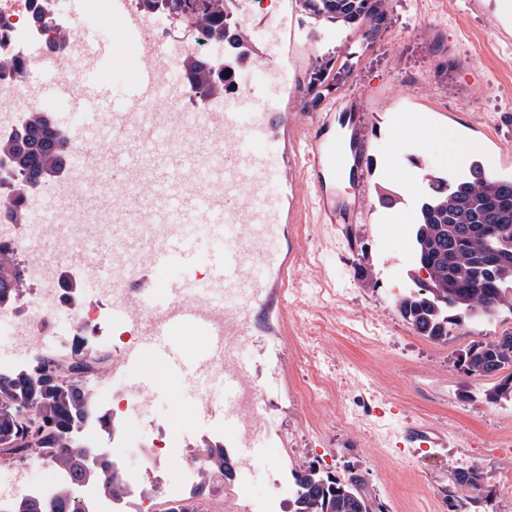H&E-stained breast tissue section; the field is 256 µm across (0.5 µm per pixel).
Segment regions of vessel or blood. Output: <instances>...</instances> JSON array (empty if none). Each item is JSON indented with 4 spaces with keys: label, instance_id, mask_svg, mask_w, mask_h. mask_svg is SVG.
<instances>
[{
    "label": "vessel or blood",
    "instance_id": "obj_1",
    "mask_svg": "<svg viewBox=\"0 0 512 512\" xmlns=\"http://www.w3.org/2000/svg\"><path fill=\"white\" fill-rule=\"evenodd\" d=\"M287 42L286 22L267 27L257 50L264 61L258 81L201 105L190 101L174 66L180 44L157 33L132 0H112L111 45L73 43L78 81L63 75L54 56L34 52L31 99L57 102L55 124L70 127L78 144L71 166L112 187V212L120 217L112 236L119 244L85 240L81 251L83 264L96 271L91 288L117 298L113 320L138 327L137 343L121 354L125 389L143 397L172 389L178 414L204 419L238 441L245 460L264 421L253 399L254 366L238 357L234 344L254 335L272 308L288 305V264L297 251L287 231L296 221L288 205V159H300L323 222L348 229L357 211L337 207L336 174L358 178L364 161L360 113L283 110L288 71L270 62L268 48ZM110 60L123 67L115 87L101 77ZM187 124L194 132L189 146L181 138ZM340 134L347 148L330 152ZM91 201L87 194L66 201L47 195L33 221L54 223L63 206ZM127 213L138 222H124ZM194 225L205 227L213 243L204 279L191 274L199 260ZM176 266L182 275H173ZM219 356L224 371L218 375L208 367ZM205 380L223 385L222 413L187 404L186 391ZM436 443L425 426L401 434L405 448Z\"/></svg>",
    "mask_w": 512,
    "mask_h": 512
}]
</instances>
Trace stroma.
Listing matches in <instances>:
<instances>
[{
    "instance_id": "1",
    "label": "stroma",
    "mask_w": 512,
    "mask_h": 512,
    "mask_svg": "<svg viewBox=\"0 0 512 512\" xmlns=\"http://www.w3.org/2000/svg\"><path fill=\"white\" fill-rule=\"evenodd\" d=\"M271 16L288 14V109L323 111L304 92L309 75L326 60L336 73L330 100L363 114L368 145L360 185L336 178V202L361 209L357 245L341 228L314 219L292 228L298 257L289 269L288 307L273 311L256 336L240 348L256 367L259 405L268 424L252 448L247 472L255 500L291 482L309 466L336 478L359 473L383 512H512L504 484L512 475V405L491 404L494 381L464 374L460 357L480 342L512 333V314L464 324L447 339L417 334L398 311L400 289L414 264L410 235L425 176L442 170L435 158L409 163L424 135L400 132L399 124L428 120L472 141L480 161L512 175V14L500 0H389L376 37L308 18L299 0H271ZM406 170L404 203L387 199L396 189L389 168ZM377 321L381 344L357 338L359 322ZM320 336L319 370L301 357L305 333ZM327 388V405L308 409L300 394ZM364 402L371 437L339 425L331 409ZM169 393L155 395L148 415L130 423L145 442L173 423ZM444 431L443 446L414 452L397 446L409 424ZM289 451L279 454L280 437ZM482 474L479 490L453 489L456 470ZM454 490V489H453Z\"/></svg>"
}]
</instances>
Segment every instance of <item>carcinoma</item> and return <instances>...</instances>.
<instances>
[{
  "mask_svg": "<svg viewBox=\"0 0 512 512\" xmlns=\"http://www.w3.org/2000/svg\"><path fill=\"white\" fill-rule=\"evenodd\" d=\"M305 13L316 20L359 30L365 40L375 38L386 16L388 0H300ZM146 12H161L180 26L224 40V68L208 59L190 55L182 64L192 87L208 96L224 92L226 68L243 60L240 41L248 33L228 24L224 0H138ZM28 25L34 30L51 26L47 0H28ZM334 63L328 60L306 84L311 103L331 89ZM57 133L43 113L31 110L30 120L7 140L14 168L35 185L49 179V172L64 170L66 155L56 149ZM416 267L427 277L419 289L403 295L398 308L402 318L419 335L441 340L453 328L477 322L502 309L512 312V176L489 173L474 161L468 173L449 179L434 176L421 198L412 226ZM466 375L485 378L506 370L508 374L486 393L488 402H512V335L479 343L461 357ZM83 366L72 368L73 381L64 385L59 374L43 370L35 377L0 374V455L11 459L35 456L48 459L69 481L55 496L44 499L22 495L0 512H79L76 485L94 484L103 493L122 494L127 475L100 448H79L71 443L76 430L91 424L112 428V421L94 410L80 385ZM219 470L234 476L224 446L208 448L205 468L192 495L167 512H200L209 473ZM293 512H382L375 508L355 473L344 480L310 466L293 474ZM481 474L472 468L455 475V484L467 489L480 485Z\"/></svg>",
  "mask_w": 512,
  "mask_h": 512,
  "instance_id": "carcinoma-1",
  "label": "carcinoma"
}]
</instances>
